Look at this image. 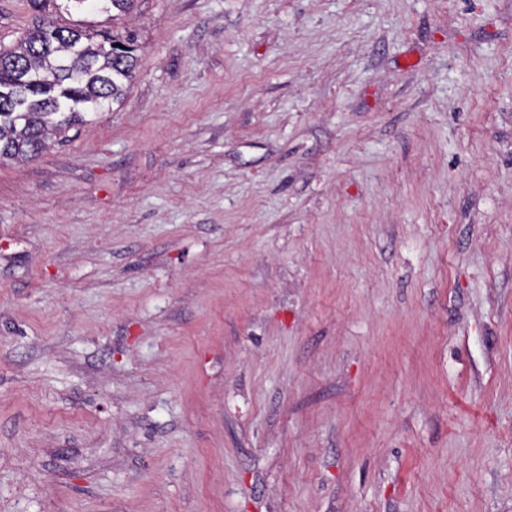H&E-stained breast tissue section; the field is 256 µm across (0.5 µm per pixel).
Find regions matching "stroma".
<instances>
[{"label": "stroma", "instance_id": "stroma-1", "mask_svg": "<svg viewBox=\"0 0 512 512\" xmlns=\"http://www.w3.org/2000/svg\"><path fill=\"white\" fill-rule=\"evenodd\" d=\"M57 19L139 65L0 164V512H512V0Z\"/></svg>", "mask_w": 512, "mask_h": 512}]
</instances>
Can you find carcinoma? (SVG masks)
Instances as JSON below:
<instances>
[{
	"label": "carcinoma",
	"instance_id": "obj_1",
	"mask_svg": "<svg viewBox=\"0 0 512 512\" xmlns=\"http://www.w3.org/2000/svg\"><path fill=\"white\" fill-rule=\"evenodd\" d=\"M74 8L130 13L134 0H67ZM138 34H103L80 22L38 18L12 50H0V162L33 157L86 115L119 104L134 78Z\"/></svg>",
	"mask_w": 512,
	"mask_h": 512
}]
</instances>
